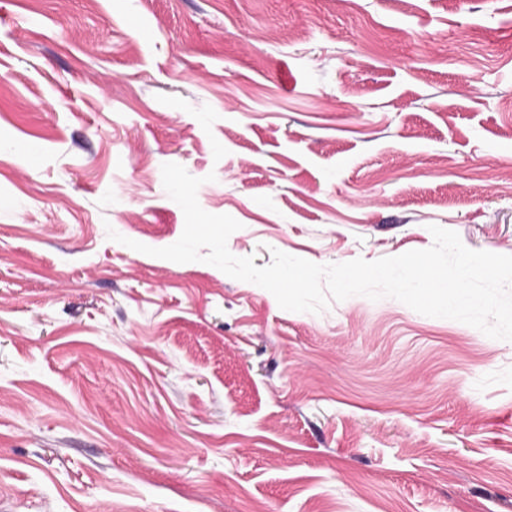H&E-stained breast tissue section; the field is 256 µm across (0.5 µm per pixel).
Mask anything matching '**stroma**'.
I'll list each match as a JSON object with an SVG mask.
<instances>
[{"label": "stroma", "instance_id": "stroma-1", "mask_svg": "<svg viewBox=\"0 0 512 512\" xmlns=\"http://www.w3.org/2000/svg\"><path fill=\"white\" fill-rule=\"evenodd\" d=\"M166 163L259 267L512 255V0H0V512H512V341L130 249Z\"/></svg>", "mask_w": 512, "mask_h": 512}]
</instances>
